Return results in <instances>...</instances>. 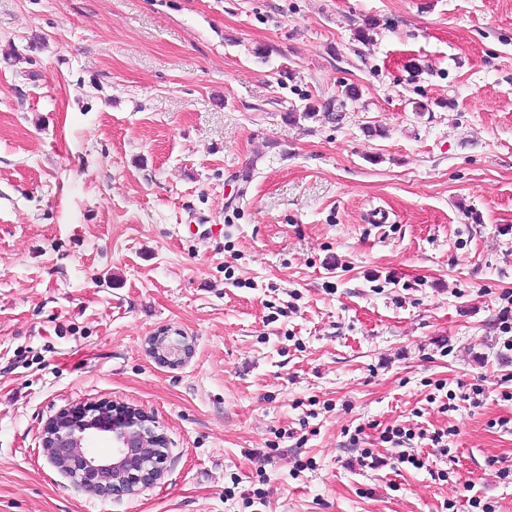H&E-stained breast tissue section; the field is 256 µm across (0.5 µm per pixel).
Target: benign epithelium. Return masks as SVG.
Returning a JSON list of instances; mask_svg holds the SVG:
<instances>
[{
	"mask_svg": "<svg viewBox=\"0 0 512 512\" xmlns=\"http://www.w3.org/2000/svg\"><path fill=\"white\" fill-rule=\"evenodd\" d=\"M151 348L169 362L186 353L184 342L168 335L152 338ZM97 439L109 442L104 456L88 448ZM43 447L56 468L103 497L131 494L140 484L155 483L164 471L165 439L155 421L136 408L65 410L47 424Z\"/></svg>",
	"mask_w": 512,
	"mask_h": 512,
	"instance_id": "benign-epithelium-1",
	"label": "benign epithelium"
}]
</instances>
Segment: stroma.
Returning <instances> with one entry per match:
<instances>
[{
	"label": "stroma",
	"instance_id": "obj_1",
	"mask_svg": "<svg viewBox=\"0 0 512 512\" xmlns=\"http://www.w3.org/2000/svg\"><path fill=\"white\" fill-rule=\"evenodd\" d=\"M0 512H512V0H0ZM167 335L163 334V336H155L151 340V348L154 354L158 356V358L169 361V362H178L181 360V355H185L186 353V345L181 340H172L168 333ZM178 358V359H176ZM155 423L136 408L68 409L47 424L43 447L56 468L99 496L131 494L163 475L165 439ZM97 439L109 442L104 456L88 448Z\"/></svg>",
	"mask_w": 512,
	"mask_h": 512
}]
</instances>
